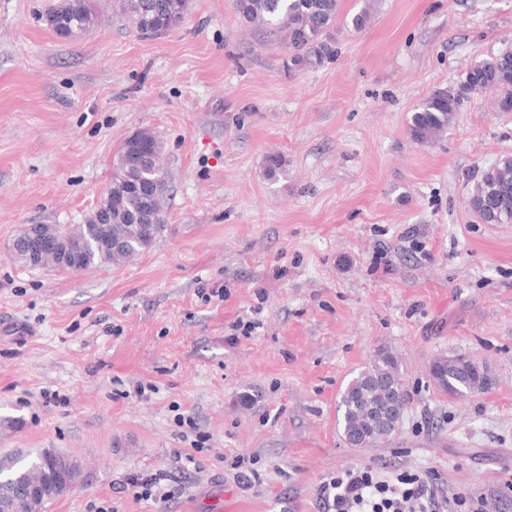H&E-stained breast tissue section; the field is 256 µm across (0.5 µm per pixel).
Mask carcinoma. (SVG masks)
<instances>
[{"mask_svg":"<svg viewBox=\"0 0 512 512\" xmlns=\"http://www.w3.org/2000/svg\"><path fill=\"white\" fill-rule=\"evenodd\" d=\"M119 6L139 33L160 35L181 23L189 0H120ZM235 7L245 23L288 42V70L317 69L335 60L333 30L340 0H235ZM46 21L58 35L72 37L90 28L94 12L89 0H60L46 15ZM483 92L494 95L497 111L512 112V48L473 63L458 91H437L423 99L407 121L410 139L426 144L441 138L455 124L461 99ZM285 164L278 153L264 158V169L270 177L281 172ZM170 183L154 135L140 132L125 140L112 171L111 195L98 206L111 215L112 223L99 227L94 234L90 233V215L81 224L54 225L59 237L69 243L94 239L93 246L78 255L77 265L70 270L119 264L150 247L155 239L147 238L145 229L154 224L156 235L163 232ZM467 207L485 224H512L511 155L498 158L481 171ZM107 239L120 242L121 248H109L104 244ZM430 375L436 387L455 398L482 389L476 370L453 354L436 357ZM406 405L399 360L392 351L380 349L341 396L339 408L343 409L346 443L359 435L369 437L373 446L387 440L400 424ZM52 452V448H43L34 457L21 452L1 455L0 500L12 499L23 483L53 482L54 474L47 466Z\"/></svg>","mask_w":512,"mask_h":512,"instance_id":"carcinoma-1","label":"carcinoma"}]
</instances>
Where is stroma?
Instances as JSON below:
<instances>
[{
    "label": "stroma",
    "mask_w": 512,
    "mask_h": 512,
    "mask_svg": "<svg viewBox=\"0 0 512 512\" xmlns=\"http://www.w3.org/2000/svg\"><path fill=\"white\" fill-rule=\"evenodd\" d=\"M57 2L0 0V417L21 420L0 455L56 448L91 473L46 512H323L321 483L350 466L429 469L444 495L512 512V224L466 205L512 155V112L472 93L436 142L406 131L512 48V0H342L335 60L295 72L234 0H190L157 36L95 0L72 38L46 22ZM141 131L171 174L156 242L119 266L16 262L27 225L82 223ZM270 152L288 163L274 179ZM384 347L408 403L388 441L353 448L340 393ZM442 353L492 385L443 395ZM156 473L169 501L137 499L131 479Z\"/></svg>",
    "instance_id": "stroma-1"
}]
</instances>
